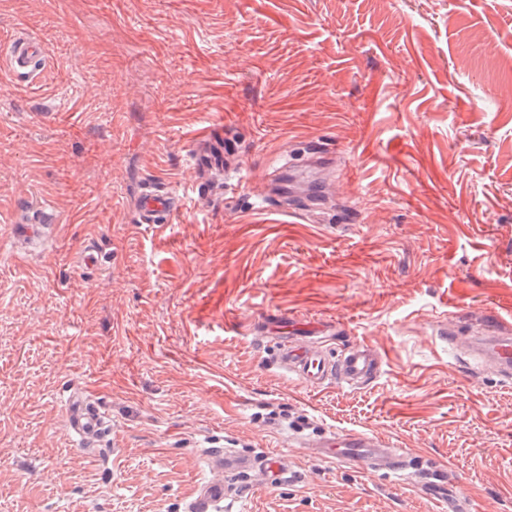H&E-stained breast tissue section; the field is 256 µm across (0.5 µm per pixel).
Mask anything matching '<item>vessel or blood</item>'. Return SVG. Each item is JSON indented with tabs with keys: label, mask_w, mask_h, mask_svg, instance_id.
I'll return each mask as SVG.
<instances>
[{
	"label": "vessel or blood",
	"mask_w": 512,
	"mask_h": 512,
	"mask_svg": "<svg viewBox=\"0 0 512 512\" xmlns=\"http://www.w3.org/2000/svg\"><path fill=\"white\" fill-rule=\"evenodd\" d=\"M46 62V52L31 36L16 33L5 46L0 47V65L18 81L34 82ZM184 208V199L153 188L146 189L139 202L140 221L144 224L171 223ZM269 338L278 344V360L299 382L315 390L342 381L350 387H360L371 382L379 371V363L371 349L353 346L341 355L314 346L316 338L329 335L328 323H303L294 318L280 324L264 323ZM485 349L512 372V330L503 323H496L485 330ZM73 429L86 441L97 438L103 421L99 412L85 398L72 399L70 418ZM315 458L323 461L351 462L366 471H383L397 475L405 471L406 458L402 455L384 457L387 441L365 432L329 431L307 443ZM212 464L224 473L223 479L201 481L194 497L186 504L184 512H218L221 504L240 499L239 480L260 470L270 486L293 482L295 475L283 463L281 455L267 451L261 455L241 453L229 448H214L209 452Z\"/></svg>",
	"instance_id": "1"
}]
</instances>
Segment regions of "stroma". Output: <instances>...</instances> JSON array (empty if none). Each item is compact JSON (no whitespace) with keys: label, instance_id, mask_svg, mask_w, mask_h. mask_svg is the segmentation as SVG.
<instances>
[{"label":"stroma","instance_id":"1","mask_svg":"<svg viewBox=\"0 0 512 512\" xmlns=\"http://www.w3.org/2000/svg\"><path fill=\"white\" fill-rule=\"evenodd\" d=\"M19 31L47 63L0 86V512H183L224 446L297 477L255 472L233 512H416L434 484L512 512V382L442 330L512 323V92L485 67L512 73V0H0V44ZM210 135L224 170L194 166ZM315 151L343 194L269 195ZM151 186L174 223H138ZM278 315L381 376L306 390L259 330ZM74 391L106 418L87 451ZM331 429L412 468L303 448ZM390 447L380 436L354 430L325 432L305 443L319 460L352 462L362 470L398 475L407 469L405 455L391 456L381 464L384 448Z\"/></svg>","mask_w":512,"mask_h":512}]
</instances>
